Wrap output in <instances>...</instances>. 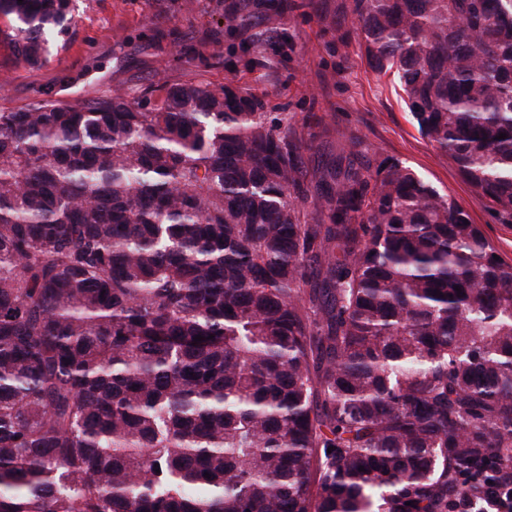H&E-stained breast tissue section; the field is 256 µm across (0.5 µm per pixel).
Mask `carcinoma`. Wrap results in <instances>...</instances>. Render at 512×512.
Masks as SVG:
<instances>
[{"label": "carcinoma", "mask_w": 512, "mask_h": 512, "mask_svg": "<svg viewBox=\"0 0 512 512\" xmlns=\"http://www.w3.org/2000/svg\"><path fill=\"white\" fill-rule=\"evenodd\" d=\"M284 9L237 0L227 35L270 46ZM350 10L512 218V0ZM73 11L0 0V39L41 65ZM336 148L309 165L288 114L201 75L0 111V512H456L512 481V264Z\"/></svg>", "instance_id": "carcinoma-1"}]
</instances>
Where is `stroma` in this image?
<instances>
[{
  "label": "stroma",
  "instance_id": "35a3bbf8",
  "mask_svg": "<svg viewBox=\"0 0 512 512\" xmlns=\"http://www.w3.org/2000/svg\"><path fill=\"white\" fill-rule=\"evenodd\" d=\"M77 0L76 36L38 67L15 62L0 44V110L28 106L42 93L70 102L96 92L203 76L214 85H248L268 112L288 113L311 142L305 159H331L339 135L358 137L369 154L410 166L478 224L512 262V224L468 184L455 164L419 133L394 76L374 71L350 0H288L283 36L273 49L227 59L229 0Z\"/></svg>",
  "mask_w": 512,
  "mask_h": 512
}]
</instances>
